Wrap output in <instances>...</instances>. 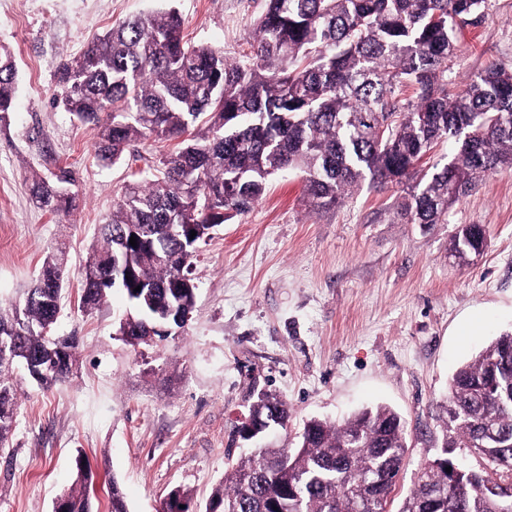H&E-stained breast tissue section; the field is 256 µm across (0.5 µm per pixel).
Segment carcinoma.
<instances>
[{
  "instance_id": "carcinoma-1",
  "label": "carcinoma",
  "mask_w": 512,
  "mask_h": 512,
  "mask_svg": "<svg viewBox=\"0 0 512 512\" xmlns=\"http://www.w3.org/2000/svg\"><path fill=\"white\" fill-rule=\"evenodd\" d=\"M484 3L266 0L249 63L188 44L173 7L124 20L92 41L63 65L59 81L65 111L96 131L97 162L114 165L144 140L177 144L156 172L122 188L100 225L82 270L81 307L104 302L115 257L129 269L119 288L135 310L119 331L138 345L153 341L143 323L168 308L192 312L198 244L249 212L284 171L301 174L315 210L335 206L367 179L407 186L400 222L439 223L481 175L512 165V67L485 69L461 92L448 87L461 26ZM16 97V65L0 47V119ZM449 139L458 144L453 157L427 166L429 152ZM73 182L61 168L52 182L34 178L32 190L58 213L76 193L56 184ZM485 240L483 225H465L452 240L453 256L467 264ZM67 263L66 247L52 248L23 303L0 309V337H12L24 356L47 352L44 330L58 321L57 281ZM63 341L67 362L42 381L46 389L71 372L74 344ZM12 373L0 364L1 448L16 411ZM444 412L443 455L421 466L398 512H512V498L489 488L512 483V333L455 371ZM249 417L256 428L283 424L288 410L265 394ZM450 448L466 449L483 470L446 471ZM405 451L402 419L387 407L342 423L312 419L296 447L262 448L233 464L207 512H388ZM76 466L60 499L65 512H90L89 474L82 458Z\"/></svg>"
}]
</instances>
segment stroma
Returning a JSON list of instances; mask_svg holds the SVG:
<instances>
[{
    "instance_id": "1",
    "label": "stroma",
    "mask_w": 512,
    "mask_h": 512,
    "mask_svg": "<svg viewBox=\"0 0 512 512\" xmlns=\"http://www.w3.org/2000/svg\"><path fill=\"white\" fill-rule=\"evenodd\" d=\"M264 0H0V47L16 63L15 112L0 120V307L19 304L58 241L69 246L58 335L76 339L73 373L51 389L16 370L17 410L0 450V512H52L91 471L92 512H111L120 487L128 512H157L175 488L205 512L232 463L254 450L237 433L259 395L290 417L270 440L292 448L306 421L339 422L366 406L400 414L407 452L395 503L439 452L448 382L497 336L512 332V168L483 177L444 223L402 224L404 191L361 184L311 211L301 177H273L244 215L215 228L193 268L195 307L185 327L147 345L117 331L129 309L120 290L83 312L81 271L125 181L173 149L147 140L121 164L94 158V131L56 103L58 71L127 19L176 8L194 45L249 51ZM512 66V0H486L466 25L452 78L464 89L490 65ZM68 168L69 214L32 198L33 176ZM466 224L484 225L473 265L449 247Z\"/></svg>"
}]
</instances>
